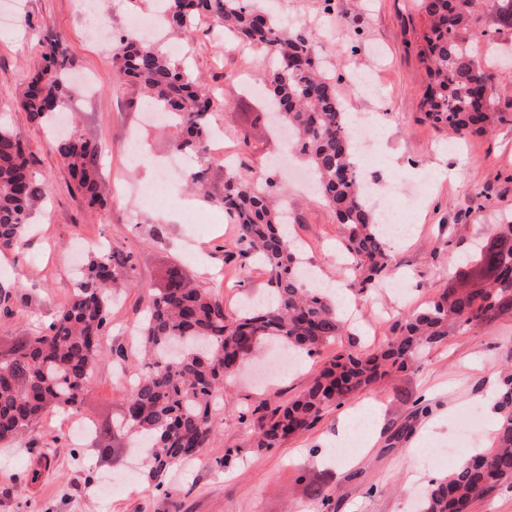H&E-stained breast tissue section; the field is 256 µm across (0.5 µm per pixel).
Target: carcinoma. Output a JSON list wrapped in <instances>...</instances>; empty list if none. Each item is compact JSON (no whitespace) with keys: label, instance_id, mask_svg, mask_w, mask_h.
I'll return each instance as SVG.
<instances>
[{"label":"carcinoma","instance_id":"1","mask_svg":"<svg viewBox=\"0 0 512 512\" xmlns=\"http://www.w3.org/2000/svg\"><path fill=\"white\" fill-rule=\"evenodd\" d=\"M425 30L416 54L429 82L418 103L434 127L450 135L485 133L507 120L493 107L490 58H502L497 37L512 32V0H416ZM491 19L483 27L482 16ZM217 33L270 61L263 81L267 114L292 132L290 149L314 171L325 204L346 229L343 248L356 262L359 292L376 287L389 271L390 251L367 208V188L346 133V112L306 31L283 26L258 0H166L160 17L170 33L191 37L200 17ZM43 63L22 92L28 118L47 123L65 111L76 90L67 79L72 60L65 40L49 32ZM112 79L134 81L145 101L175 117L180 135L174 146L206 163L209 117L216 103L208 86L177 62L160 43L124 37L113 45ZM55 149L84 205L103 209L99 142L72 133ZM206 169L190 175L204 196L224 209L241 232L239 257L257 259L270 273L275 302L249 308L235 318L212 290L193 285L175 269L166 288L150 295L141 327L146 372L128 395L117 428L148 448L149 476L166 483L173 466L202 454L214 433L210 410L224 396L231 375L263 343L311 355L341 335L343 320L328 288L303 280L294 245L284 234L277 205L281 188L272 179L255 182L242 173H224L219 195L205 191ZM49 186L30 169L26 147L0 125V247L21 250L32 214ZM471 277L422 311L404 317L384 343L372 350L336 357L296 398L263 408L256 448H277L303 434L331 407H341L365 387L403 371L426 348L442 343L452 328L512 316V224L495 225L492 240L480 246ZM130 274L109 250H98L76 276L61 312L44 328L21 336L0 357V442L26 431L50 407L80 411L90 373L104 355L101 335L112 292L126 287ZM498 425L492 446L470 456L460 468L431 481L418 512H471L475 502L512 480V370L506 369L495 404Z\"/></svg>","mask_w":512,"mask_h":512}]
</instances>
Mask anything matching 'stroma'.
<instances>
[{
    "label": "stroma",
    "instance_id": "obj_1",
    "mask_svg": "<svg viewBox=\"0 0 512 512\" xmlns=\"http://www.w3.org/2000/svg\"><path fill=\"white\" fill-rule=\"evenodd\" d=\"M152 0H0L15 24L0 30V123L26 145L37 177L52 193L33 216L23 250L0 249V350L19 336L48 324L73 289L74 245L106 238L116 257L128 258L131 283L112 301L104 344L116 354L98 362L80 414L47 411L17 440L0 443V512H415L416 494L448 470L424 468L422 459L442 448L490 447L497 415L494 393L500 373L512 363V318L452 329L441 344L423 351L407 371L385 378L342 407L330 408L305 434L269 450L254 448L260 403L295 398L330 359L379 346L401 316L420 311L466 272L463 260L492 224L512 218V122L485 134L449 140L423 119L418 101L428 81L413 46L424 21L412 0H336V13L322 0H266L284 26L328 34L321 53L338 63L336 88L347 112L373 117L380 131L375 157L363 174L377 179L380 193L369 209L396 208L410 215L412 233L393 243L394 279L404 295L387 288L350 289L345 306L353 314L336 341L296 370L280 373L270 355L225 378L224 399L213 410L216 431L204 457L175 469L168 486L147 477L144 453L128 437L100 444L97 429L120 419L130 384L141 376L139 324L152 292L164 288L170 269L224 300V313L238 315L245 302L269 293L270 274L258 264L242 265L239 228L210 202L224 183V164L286 187L288 232L302 262L320 281L348 278L339 246L344 228L314 188L296 185L286 170L285 141L266 122L256 83L268 63L241 53L232 38L216 37L201 19L184 45L197 76L223 96L210 123L224 131L227 161H211L207 192L190 189L192 163L172 173V206L159 207L131 186L151 184L175 152L174 130L143 124L144 97L138 85L112 81V46L97 41L91 17L120 36ZM53 30L66 41L72 81L89 75L97 91L75 113H62L64 133L98 140L103 149L101 189L106 210L87 208L70 184L51 136L31 123L18 105L28 78L42 63L41 40ZM379 71L378 98L364 95L349 79L351 68ZM136 135L147 162L129 145ZM376 411L359 450L336 458L349 415L366 402ZM96 431L74 438L82 419ZM232 461L219 467L224 454ZM332 489L322 507L317 485Z\"/></svg>",
    "mask_w": 512,
    "mask_h": 512
}]
</instances>
